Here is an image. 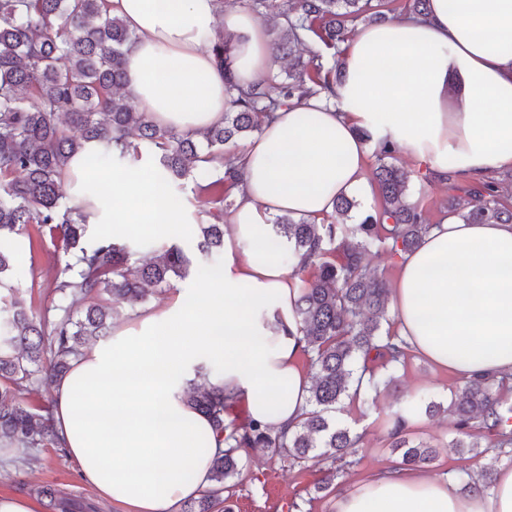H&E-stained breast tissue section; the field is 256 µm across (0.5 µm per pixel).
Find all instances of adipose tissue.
<instances>
[{"label": "adipose tissue", "mask_w": 512, "mask_h": 512, "mask_svg": "<svg viewBox=\"0 0 512 512\" xmlns=\"http://www.w3.org/2000/svg\"><path fill=\"white\" fill-rule=\"evenodd\" d=\"M108 4L137 36L124 91L161 126L198 132L223 121L224 77L202 48L217 29L236 36L240 85L274 66L272 36L247 10L218 0ZM344 69L335 96L276 112L243 150L222 276L192 303L176 298L115 326L56 383L52 414L64 448L81 479L121 512H177L209 483L218 442L178 382L200 351L223 363L225 390L244 399L252 419L292 429L307 410L298 281L257 249L271 218L321 222L337 196L367 191L368 151L385 145L440 179L512 171V0H430L425 19L358 27ZM101 180L112 194L89 218L99 231L173 223L153 177L111 167ZM399 265L391 308L412 351L463 379L512 375V224L446 219ZM186 469L193 480L182 479ZM335 512H512V467L499 469L490 491L466 496L421 467L383 469L337 494Z\"/></svg>", "instance_id": "1"}]
</instances>
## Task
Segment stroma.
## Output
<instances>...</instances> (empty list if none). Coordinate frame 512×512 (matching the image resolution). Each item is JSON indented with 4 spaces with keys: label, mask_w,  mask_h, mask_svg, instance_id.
<instances>
[{
    "label": "stroma",
    "mask_w": 512,
    "mask_h": 512,
    "mask_svg": "<svg viewBox=\"0 0 512 512\" xmlns=\"http://www.w3.org/2000/svg\"><path fill=\"white\" fill-rule=\"evenodd\" d=\"M396 164L410 173L409 190L413 199L420 201L432 220H439L440 211L451 196L457 195L464 181L449 182L435 179L424 165L407 152L395 154ZM192 180H182L175 192L183 201L182 216L187 231L178 239L179 245L191 257L193 266L204 265L205 260L196 250L199 225L209 223L206 207L198 202ZM65 265L60 242L50 236L31 235L26 247L19 251L17 261L9 274L11 282L21 288L26 306L35 315L51 310L57 302L53 280ZM460 380L449 372L439 371L419 355H411L398 372L396 390L384 391L378 398L346 403L337 420L362 433L364 445L352 456L351 463L335 481L337 490L356 488L375 471L391 467L397 457L388 447L385 430L387 418L397 412L405 400L421 395L426 399L447 403L448 389L459 386ZM414 439L437 448L438 458L428 466V473L448 478L455 489H462L460 469L474 470L476 463L464 459L452 446L456 437L452 416L419 417L412 427ZM33 464H24L14 453L0 454V497H25L33 500L35 512H47L42 501L36 500L34 490L40 485H52L70 497L96 504L99 512H120L112 503L101 500L96 491L80 479L77 463L66 450L56 446L32 449ZM324 464L310 460L300 466H291L271 459L262 449L252 450L245 469L236 476L233 512H290L291 503H298L303 512H332L333 497H320L316 486L324 477Z\"/></svg>",
    "instance_id": "1"
}]
</instances>
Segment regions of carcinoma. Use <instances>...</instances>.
I'll list each match as a JSON object with an SVG mask.
<instances>
[{
	"mask_svg": "<svg viewBox=\"0 0 512 512\" xmlns=\"http://www.w3.org/2000/svg\"><path fill=\"white\" fill-rule=\"evenodd\" d=\"M265 19L272 52L288 61L284 75H268L244 88L232 69L235 39L218 31L212 53L224 72L229 106L224 122L200 133L157 125L123 94L127 57L135 35L109 13L107 0H0V447L62 446L51 406L38 410L23 394L42 375L58 381L73 359L97 338L112 334L118 307L143 301L146 284L168 286L185 275L191 260L175 244H159L149 235L128 234L87 239L89 213L70 205L64 190L71 159L106 168L119 156L136 160L141 148L156 156L154 175L166 187L190 175L195 192L208 205L213 223L202 224L197 249L224 250V212L235 208V189L243 172L240 154L227 148L260 130L265 117L281 107H296L321 92L335 94L342 79L341 44L360 19L376 21L392 11V0H246ZM321 50L299 52L308 37ZM77 130L74 136L71 130ZM397 147L375 151L372 183L379 206L351 222L355 199L342 196L334 219L316 224L282 215L271 224L264 247H289L292 275L300 281L294 304L297 334L303 336L312 385L309 411L295 430H277L252 419L228 418L238 396L220 383L184 389L185 403L212 423L224 449L211 460L212 484L184 502L181 512H231V480L245 463L247 450L264 448L271 457L302 463L329 462L318 491L334 492L336 464L358 448L363 434L332 413L346 399L365 400L395 385L406 364L409 344L383 328L389 322V287L367 262L369 248L391 256L418 248L432 228L426 210L411 200L409 175L389 162ZM444 216L466 224H512V175L462 188ZM62 241L68 260L54 282L59 303L54 314L28 313L19 288L4 281L15 261L14 243L29 226ZM149 248L150 261H132L133 247ZM512 377L482 375L451 391L448 406L422 397L407 402L387 425L392 451L402 466H428L436 450L409 438L410 419L446 412L459 436L453 447L478 456L480 439L512 453ZM494 482L485 469L469 476L464 489L481 492ZM36 493L49 512H95L51 485Z\"/></svg>",
	"mask_w": 512,
	"mask_h": 512,
	"instance_id": "1",
	"label": "carcinoma"
}]
</instances>
